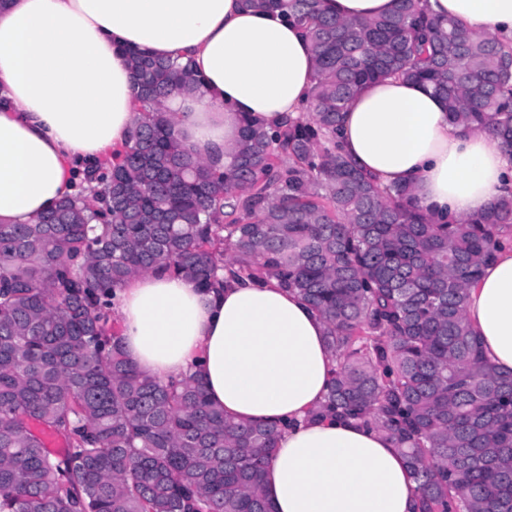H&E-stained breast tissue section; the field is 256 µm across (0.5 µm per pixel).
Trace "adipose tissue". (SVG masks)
Here are the masks:
<instances>
[{"label": "adipose tissue", "mask_w": 512, "mask_h": 512, "mask_svg": "<svg viewBox=\"0 0 512 512\" xmlns=\"http://www.w3.org/2000/svg\"><path fill=\"white\" fill-rule=\"evenodd\" d=\"M512 46V0H424ZM394 0H319L344 20ZM288 7L243 0H0V223L30 224L77 191V173L123 151L139 117L124 54L192 61L199 90L165 101L181 142L211 167L237 163L241 126L305 113L315 55ZM342 152L380 185H406L436 217L472 218L512 191V154L450 121L431 88L389 76L365 85L338 124ZM127 356L161 381L193 374L226 417L278 429L266 471L274 512H416L407 460L375 427L316 418L337 360L326 324L276 280L217 290L162 269L112 302ZM486 359L512 371V246L467 291Z\"/></svg>", "instance_id": "ef3b65f1"}]
</instances>
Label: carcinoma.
I'll list each match as a JSON object with an SVG mask.
<instances>
[{
    "instance_id": "carcinoma-1",
    "label": "carcinoma",
    "mask_w": 512,
    "mask_h": 512,
    "mask_svg": "<svg viewBox=\"0 0 512 512\" xmlns=\"http://www.w3.org/2000/svg\"><path fill=\"white\" fill-rule=\"evenodd\" d=\"M316 58L309 117L247 122L218 172L164 112L199 85L184 64L131 49L141 121L92 197L33 224H0V512H273L264 473L277 429L233 421L193 375L163 383L126 357L114 292L159 267L222 288L218 271L276 277L323 317L337 358L317 416L358 418L401 448L418 512H512V372L482 356L468 286L512 239V192L436 224L405 186L381 188L336 147L345 104L397 75L512 153V48L421 0L357 22L292 0ZM61 438L64 452L48 448Z\"/></svg>"
}]
</instances>
